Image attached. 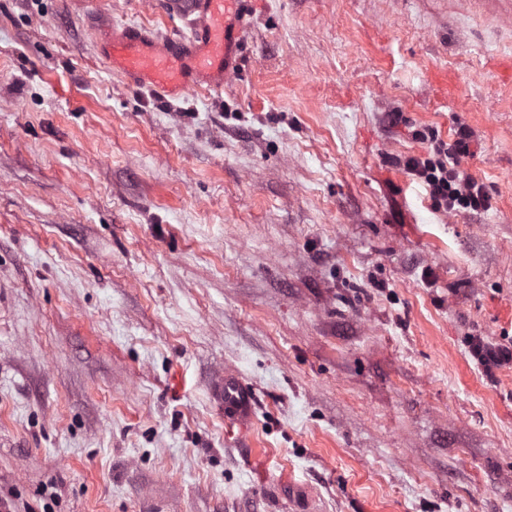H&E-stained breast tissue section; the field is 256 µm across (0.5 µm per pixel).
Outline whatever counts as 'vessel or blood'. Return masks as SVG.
<instances>
[{"label":"vessel or blood","mask_w":512,"mask_h":512,"mask_svg":"<svg viewBox=\"0 0 512 512\" xmlns=\"http://www.w3.org/2000/svg\"><path fill=\"white\" fill-rule=\"evenodd\" d=\"M249 0H185L189 35L161 38L128 24L104 28L100 45L115 72L130 83L177 99L205 86L220 89L238 68ZM226 422L254 419L253 395L235 376H225L220 396Z\"/></svg>","instance_id":"b4317fda"}]
</instances>
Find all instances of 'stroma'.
I'll use <instances>...</instances> for the list:
<instances>
[{"label":"stroma","instance_id":"stroma-1","mask_svg":"<svg viewBox=\"0 0 512 512\" xmlns=\"http://www.w3.org/2000/svg\"><path fill=\"white\" fill-rule=\"evenodd\" d=\"M173 101L104 24L0 0V499L14 512H512V0H254ZM471 133L489 211L415 131ZM255 393L247 431L215 392ZM416 136L431 141V150L425 158L410 157L403 163L407 174L423 181L430 189V198L436 209L473 212L488 211L492 198L483 183L460 169V161L470 151L471 133L459 127L452 143L439 139L433 133L427 136L416 131ZM471 355L487 374L493 368L512 363L511 347L493 345L477 339L471 344Z\"/></svg>","mask_w":512,"mask_h":512}]
</instances>
